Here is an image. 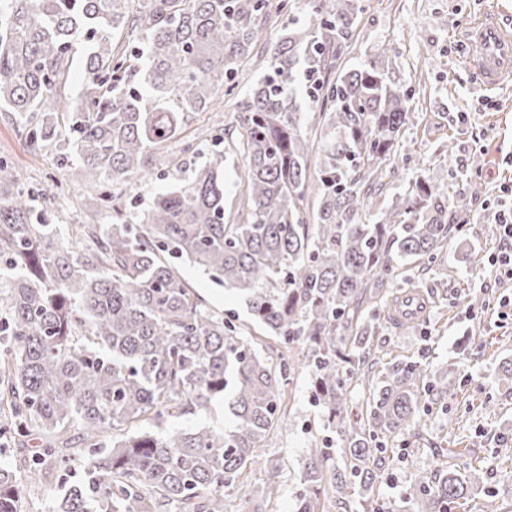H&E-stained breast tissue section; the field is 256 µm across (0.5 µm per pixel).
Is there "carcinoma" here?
Listing matches in <instances>:
<instances>
[{
    "label": "carcinoma",
    "mask_w": 512,
    "mask_h": 512,
    "mask_svg": "<svg viewBox=\"0 0 512 512\" xmlns=\"http://www.w3.org/2000/svg\"><path fill=\"white\" fill-rule=\"evenodd\" d=\"M268 0H0V105L34 148L67 142L75 176L100 190L110 224H77L75 249L59 241L9 162L0 159V438L23 451L27 473L72 458L59 437L84 443V475L50 512H224V488L261 462L299 368L314 373L313 400L344 437L342 463L307 450L298 512L321 497L385 512L376 489L389 474L375 456L455 387L394 363L364 384L389 280L415 260L438 259L464 195L422 176L379 206L373 177L391 164L406 123L408 91L383 54L342 66L354 0H312L306 26H290L260 76L238 99L232 144L242 156L241 204L224 206V152L190 180L156 194L134 223L112 186L130 176L166 179L159 154L188 112H206L237 87L244 60L267 39ZM139 35L129 47L124 39ZM80 55L81 92L68 91ZM314 137L302 131L300 101ZM187 261L235 291L252 321L288 346L276 365L229 318L203 306L182 277ZM305 344L307 351L295 349ZM366 386V421L348 415L351 382ZM224 401L227 428L165 430ZM416 476L415 512H498L495 492L475 502L481 463ZM25 483L0 464V512H21Z\"/></svg>",
    "instance_id": "obj_1"
}]
</instances>
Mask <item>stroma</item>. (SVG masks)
Instances as JSON below:
<instances>
[{
	"label": "stroma",
	"mask_w": 512,
	"mask_h": 512,
	"mask_svg": "<svg viewBox=\"0 0 512 512\" xmlns=\"http://www.w3.org/2000/svg\"><path fill=\"white\" fill-rule=\"evenodd\" d=\"M358 15L345 57L355 67L379 47L389 50L388 71L410 94L409 114L401 129V154L391 164L378 199L387 202L422 175L436 176L449 195L466 194L473 201L463 229L465 241H451L433 264L408 267L394 275L388 290L398 294L417 288L428 294L432 307L426 318L409 327L386 323L380 330L370 361L372 376L381 379L391 360L406 357L430 364L458 365L455 388L434 404L416 430L402 444L403 463L380 494L391 512H406L403 496L415 475H434L447 460L450 448L480 459L487 487L497 492L499 512H512V485L499 480V472L512 457V388L498 384L499 369L512 359V309L503 305L512 297V281L496 279L488 259L499 245V229L492 213L512 201V83L497 91L484 90L469 49L465 31L488 5H496L512 23V0H356ZM259 72L242 64L235 95L225 97L223 108L193 114L188 133H200L199 152L183 157L178 141L165 144L164 154L177 158L172 178H187L205 153L223 149L225 202L235 206V186L243 168L232 148L222 147L215 135L231 126L236 98L247 92ZM0 158L12 163L30 189L54 190L49 207L62 237L73 225L96 221L108 224L112 212L90 215L91 186L68 179L56 151L35 150L26 142L10 113L0 112ZM62 189H55V181ZM180 271L209 309L234 315L244 337L259 347L274 345L273 337L250 320L242 299L216 285L190 264ZM311 372H296L286 386V413L260 449L262 459L274 463L243 472L224 491L226 512H296L300 475L307 450L317 441L328 448V465L341 461L343 446L336 428L311 396ZM277 493L262 500L266 482Z\"/></svg>",
	"instance_id": "obj_1"
}]
</instances>
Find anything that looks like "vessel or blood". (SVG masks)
<instances>
[{
    "mask_svg": "<svg viewBox=\"0 0 512 512\" xmlns=\"http://www.w3.org/2000/svg\"><path fill=\"white\" fill-rule=\"evenodd\" d=\"M465 41L474 51L473 59L485 87L495 88L512 80V27L501 22L496 9L485 10L471 25ZM429 303L416 290H406L396 298L390 316L401 325L425 317Z\"/></svg>",
    "mask_w": 512,
    "mask_h": 512,
    "instance_id": "1",
    "label": "vessel or blood"
}]
</instances>
